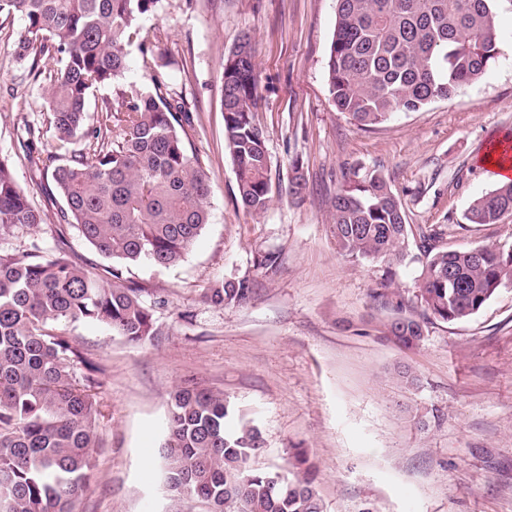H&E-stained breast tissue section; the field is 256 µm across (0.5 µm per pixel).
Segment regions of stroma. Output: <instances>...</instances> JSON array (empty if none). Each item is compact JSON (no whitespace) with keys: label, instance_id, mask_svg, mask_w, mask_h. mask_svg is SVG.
Instances as JSON below:
<instances>
[{"label":"stroma","instance_id":"1","mask_svg":"<svg viewBox=\"0 0 512 512\" xmlns=\"http://www.w3.org/2000/svg\"><path fill=\"white\" fill-rule=\"evenodd\" d=\"M502 54L450 99L359 127L329 100L326 60L336 0H158L153 30L170 95L190 117L182 135L205 169L210 222L184 259L147 262L128 278L155 304L157 334L132 345L92 322L66 324L93 366L97 402L95 480L82 512H206L164 484L160 449L169 394L193 382L249 414L265 441L258 468H287L306 449L323 512H512V284L476 315L430 323L418 349L380 338L371 322L384 268L341 254L331 199L350 168L381 169L413 225L443 231L449 248H512V214L469 224L464 212L497 181L483 159L512 133V5L498 11ZM21 23L0 17V157L43 218L0 235V253L31 242L55 247L62 201L31 157L56 152L45 121L48 84L15 54ZM255 47L260 104L255 120L270 157L273 201L259 215L237 203L224 144V59L242 35ZM41 130L32 153L25 125ZM306 182L289 191L293 164ZM280 256L271 270L258 253ZM245 278L241 304L203 298L227 278ZM419 378L406 389L393 367Z\"/></svg>","mask_w":512,"mask_h":512}]
</instances>
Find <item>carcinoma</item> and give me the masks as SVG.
<instances>
[{"label":"carcinoma","mask_w":512,"mask_h":512,"mask_svg":"<svg viewBox=\"0 0 512 512\" xmlns=\"http://www.w3.org/2000/svg\"><path fill=\"white\" fill-rule=\"evenodd\" d=\"M500 0H336L327 58L334 107L362 128L454 95L477 81L500 55ZM157 0H0V17L22 22L18 59L48 80L47 124L63 153L47 158L63 201L62 222L112 266L99 275L62 247H38L20 257L0 255V512H81L94 479L92 452L98 414L95 378L71 372L86 363L62 325L91 321L139 344L154 335L153 308L125 272L148 261L179 263L209 223L211 188L180 133L179 102L163 92L168 62L141 26ZM137 44L153 63L154 90L117 89L89 123L91 92L118 82L126 47ZM47 58L53 67L39 69ZM258 79L252 38L242 36L224 63V141L233 164L237 202L249 213L272 201L270 158L255 123ZM512 211V181L473 200L470 224H496ZM42 223L39 211L0 159V232ZM336 248L354 261H404L409 241L422 256L417 317L382 284L374 300L394 311L380 323L397 346H420L431 321L454 323L477 314L512 284V249H448L439 234L406 223L385 174L355 168L332 200ZM252 292L245 278L209 289L215 306L238 305ZM254 420L234 403L190 384L170 394L164 476L179 496L207 502L210 512H322L316 471L295 448L281 478L250 461L263 449Z\"/></svg>","instance_id":"1"}]
</instances>
